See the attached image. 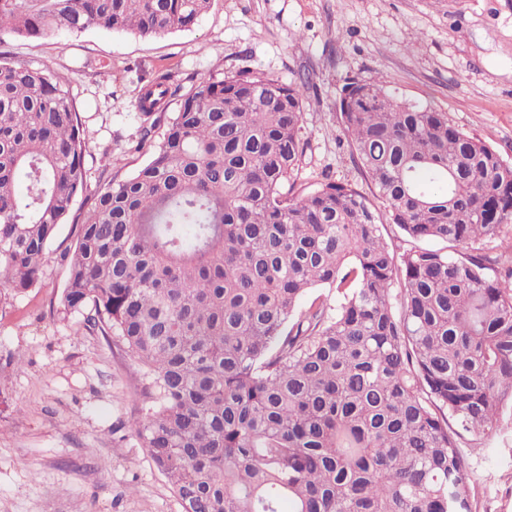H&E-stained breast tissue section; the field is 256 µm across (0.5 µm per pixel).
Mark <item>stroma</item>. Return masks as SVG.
Listing matches in <instances>:
<instances>
[{
  "label": "stroma",
  "mask_w": 512,
  "mask_h": 512,
  "mask_svg": "<svg viewBox=\"0 0 512 512\" xmlns=\"http://www.w3.org/2000/svg\"><path fill=\"white\" fill-rule=\"evenodd\" d=\"M0 60L63 75L85 131L91 183L145 164L137 101L158 73L182 86L241 68L308 75L298 178L369 190L336 121L350 77H386L402 98L447 113L512 163V0H213L188 29L157 39L104 28L6 39ZM60 225L36 288L0 304V512H182L168 479L131 433L143 406L137 364L83 315L52 302L67 270ZM459 451L472 512H512V416Z\"/></svg>",
  "instance_id": "35a3bbf8"
}]
</instances>
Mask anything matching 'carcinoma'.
<instances>
[{"instance_id": "cac0c4a2", "label": "carcinoma", "mask_w": 512, "mask_h": 512, "mask_svg": "<svg viewBox=\"0 0 512 512\" xmlns=\"http://www.w3.org/2000/svg\"><path fill=\"white\" fill-rule=\"evenodd\" d=\"M211 2L0 0V36L158 38ZM174 78L145 85V119ZM308 86L250 69L191 84L150 160L93 192L56 311L141 367L130 430L183 512H470L458 429L488 436L512 409V245L482 248L512 223V163L352 77L336 117L372 195L302 185ZM83 135L64 77L0 63V303L36 287L88 189ZM313 288L336 306L302 303Z\"/></svg>"}]
</instances>
